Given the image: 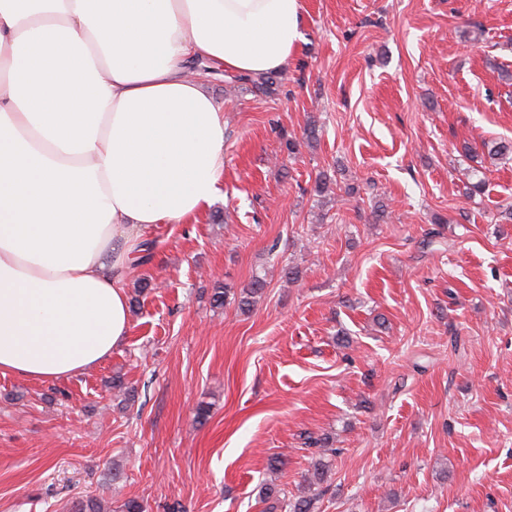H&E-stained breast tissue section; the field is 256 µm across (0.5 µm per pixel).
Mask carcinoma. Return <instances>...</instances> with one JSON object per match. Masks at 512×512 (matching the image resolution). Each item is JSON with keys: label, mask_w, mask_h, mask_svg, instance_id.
<instances>
[{"label": "carcinoma", "mask_w": 512, "mask_h": 512, "mask_svg": "<svg viewBox=\"0 0 512 512\" xmlns=\"http://www.w3.org/2000/svg\"><path fill=\"white\" fill-rule=\"evenodd\" d=\"M266 288V281L256 276L242 288L236 298L237 307L243 313L250 312L256 303V297ZM308 446L316 447L319 452L311 457V473L305 479L306 485L296 494H288V490L272 483L262 491L264 502L268 503L269 512L282 508L284 512H314L316 504L323 495L321 486L328 481L332 470V457L337 449L332 447L330 438H310ZM108 506L97 497H80L72 502L71 512H107Z\"/></svg>", "instance_id": "carcinoma-1"}]
</instances>
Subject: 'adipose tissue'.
<instances>
[{"mask_svg":"<svg viewBox=\"0 0 512 512\" xmlns=\"http://www.w3.org/2000/svg\"><path fill=\"white\" fill-rule=\"evenodd\" d=\"M303 0H0V373L76 376L129 330L127 277L224 181L195 63L287 68Z\"/></svg>","mask_w":512,"mask_h":512,"instance_id":"adipose-tissue-1","label":"adipose tissue"}]
</instances>
